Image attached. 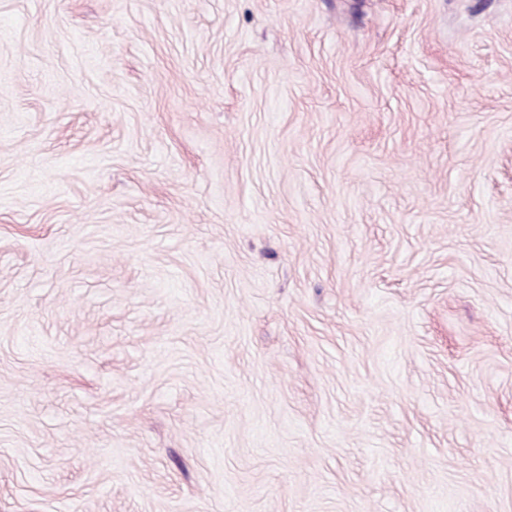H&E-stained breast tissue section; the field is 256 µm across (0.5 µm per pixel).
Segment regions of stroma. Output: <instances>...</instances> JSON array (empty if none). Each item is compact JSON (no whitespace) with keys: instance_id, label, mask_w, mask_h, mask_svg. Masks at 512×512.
<instances>
[{"instance_id":"obj_1","label":"stroma","mask_w":512,"mask_h":512,"mask_svg":"<svg viewBox=\"0 0 512 512\" xmlns=\"http://www.w3.org/2000/svg\"><path fill=\"white\" fill-rule=\"evenodd\" d=\"M0 512H512V0H0Z\"/></svg>"}]
</instances>
